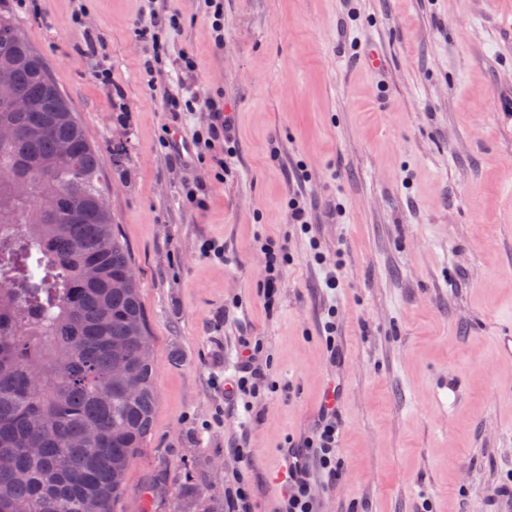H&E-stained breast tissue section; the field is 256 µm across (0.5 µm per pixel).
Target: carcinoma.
I'll use <instances>...</instances> for the list:
<instances>
[{
    "label": "carcinoma",
    "mask_w": 512,
    "mask_h": 512,
    "mask_svg": "<svg viewBox=\"0 0 512 512\" xmlns=\"http://www.w3.org/2000/svg\"><path fill=\"white\" fill-rule=\"evenodd\" d=\"M11 61L15 93L42 104L0 124L18 129L0 145V173L30 185L26 196L0 181V283L22 266V284L0 287V512H114L131 461L150 434L157 396L152 340L139 279L112 212L99 207L98 155L41 55L16 21L0 14V64ZM39 121L44 132L27 128ZM74 142L59 160L56 143ZM60 200L52 223L38 198ZM102 277L83 279L85 260ZM129 367L138 391L112 383Z\"/></svg>",
    "instance_id": "1"
}]
</instances>
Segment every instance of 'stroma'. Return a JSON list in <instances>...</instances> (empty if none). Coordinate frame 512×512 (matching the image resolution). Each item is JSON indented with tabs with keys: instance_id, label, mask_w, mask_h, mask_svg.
Masks as SVG:
<instances>
[{
	"instance_id": "stroma-1",
	"label": "stroma",
	"mask_w": 512,
	"mask_h": 512,
	"mask_svg": "<svg viewBox=\"0 0 512 512\" xmlns=\"http://www.w3.org/2000/svg\"><path fill=\"white\" fill-rule=\"evenodd\" d=\"M219 3L220 33L210 0H0L98 148L141 283L157 407L114 512H207L236 474L278 512L287 450L337 384L341 477L317 478V512H512V0ZM158 13L179 27L150 84L135 31ZM216 108L226 175L195 143ZM246 338L266 373L249 412L224 400Z\"/></svg>"
}]
</instances>
